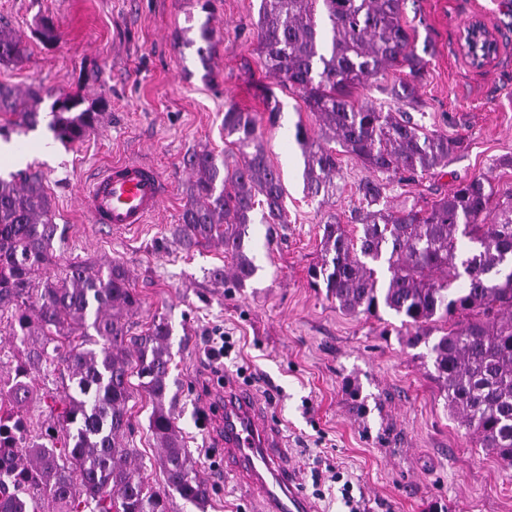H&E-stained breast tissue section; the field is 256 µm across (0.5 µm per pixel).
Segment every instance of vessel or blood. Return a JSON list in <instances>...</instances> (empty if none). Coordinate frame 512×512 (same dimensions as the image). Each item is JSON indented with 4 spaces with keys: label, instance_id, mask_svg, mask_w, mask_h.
I'll list each match as a JSON object with an SVG mask.
<instances>
[{
    "label": "vessel or blood",
    "instance_id": "1",
    "mask_svg": "<svg viewBox=\"0 0 512 512\" xmlns=\"http://www.w3.org/2000/svg\"><path fill=\"white\" fill-rule=\"evenodd\" d=\"M167 187L154 166L127 160L107 166L83 188L81 205L90 223L125 228L146 223ZM209 416L217 425L231 473L257 490L265 512H312L294 476L281 461L280 442L259 413L252 393L225 389Z\"/></svg>",
    "mask_w": 512,
    "mask_h": 512
}]
</instances>
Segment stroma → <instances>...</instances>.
I'll return each instance as SVG.
<instances>
[{
    "instance_id": "stroma-1",
    "label": "stroma",
    "mask_w": 512,
    "mask_h": 512,
    "mask_svg": "<svg viewBox=\"0 0 512 512\" xmlns=\"http://www.w3.org/2000/svg\"><path fill=\"white\" fill-rule=\"evenodd\" d=\"M201 3L0 0V19L26 46L21 64L0 65V83L20 92L41 87L44 113L69 95L100 114L96 129L73 144L55 141L43 124L12 134L21 160L0 167V177H42L58 226L54 249L64 260L125 265L142 301L127 317L130 335L143 333L153 316L168 320L172 412L197 476L213 487L207 512H263L252 489L225 473L215 433L200 425L227 383L258 399L282 444V462L306 495L315 491L313 472L330 467L352 481L367 512H512V467L476 447L450 416L430 359L406 346L400 317L387 310L377 320L347 315L308 283L323 224L336 219L358 232L351 214L368 170L340 154L335 195L308 194L295 127L315 138L322 131L300 93L265 74L257 51L261 0H214L209 13ZM476 16L501 43L483 69L469 67L457 45L460 29ZM42 19L53 24V41L36 34ZM403 20L426 62L415 118L425 131L463 139L464 150L446 168L394 181L388 207L425 205L477 176L512 184V167L498 164L512 156V0H405ZM204 22L213 39L203 58ZM267 88L282 112L277 125L263 121L261 141L285 186L286 221L274 226L254 217L257 271L246 287L227 288L212 277L230 264L223 245L186 252L172 242L194 179L185 159L203 148L231 158L227 106L263 120ZM124 160L156 167L170 188L165 201L131 228L88 223L81 187L96 170ZM218 328L235 343L220 372L204 354ZM129 408L133 430L124 442L136 449L144 473L163 482L148 428L151 403L137 390Z\"/></svg>"
}]
</instances>
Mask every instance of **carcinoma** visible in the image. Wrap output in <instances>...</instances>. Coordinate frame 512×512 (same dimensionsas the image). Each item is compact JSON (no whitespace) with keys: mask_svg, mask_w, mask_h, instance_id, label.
<instances>
[{"mask_svg":"<svg viewBox=\"0 0 512 512\" xmlns=\"http://www.w3.org/2000/svg\"><path fill=\"white\" fill-rule=\"evenodd\" d=\"M405 0H261L258 48L267 76L298 89L323 124L320 139L297 127L306 188L336 193L335 141L376 175H415L437 168L464 141L427 134L408 111L393 113L353 100L354 89L388 70L405 73L397 101L418 109L424 60L402 22ZM22 40L0 23V64L24 58ZM42 89L20 95L0 84V133L33 130L43 120ZM82 100L58 98L47 127L62 143L82 140L99 113ZM224 135L239 159L229 165L211 151L186 160L195 174L190 202L173 242L185 250L217 241L230 272L213 276L242 288L256 272L245 238L255 205L267 224L287 223L279 173L259 140L256 117L231 105ZM387 184L360 186L365 206L354 211V237L337 221L323 225L321 263L310 285L352 316L388 309L402 317L407 345L427 348L450 413L479 447L512 466V185L476 177L424 206H381ZM51 201L37 174L0 178V316L5 335L23 342L14 373H0V512H175L176 499L205 512L211 488L195 476L180 428L164 401L170 392L166 318L131 336L124 315L140 308L125 266L95 269L59 263ZM386 259L389 279L378 287L373 263ZM98 339H88V328ZM66 366L57 424L33 432L26 413L46 398L31 373ZM155 403L148 427L158 448L163 486L149 482L123 443L131 427V378Z\"/></svg>","mask_w":512,"mask_h":512,"instance_id":"cac0c4a2","label":"carcinoma"}]
</instances>
